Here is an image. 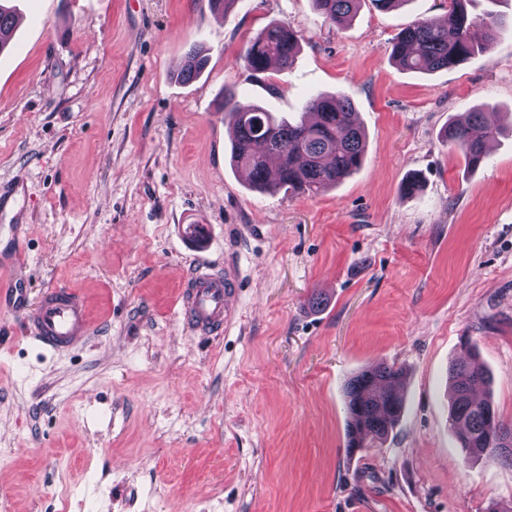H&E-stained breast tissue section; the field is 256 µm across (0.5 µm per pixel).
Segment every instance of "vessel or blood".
Segmentation results:
<instances>
[{
	"instance_id": "obj_1",
	"label": "vessel or blood",
	"mask_w": 512,
	"mask_h": 512,
	"mask_svg": "<svg viewBox=\"0 0 512 512\" xmlns=\"http://www.w3.org/2000/svg\"><path fill=\"white\" fill-rule=\"evenodd\" d=\"M235 288L232 278L220 270L195 271L179 300L185 326L201 335L221 332L233 317ZM5 292L11 299V311L22 316L32 339L46 349L62 350L93 333L83 302L65 288H48L34 302L29 301L24 283L10 282Z\"/></svg>"
}]
</instances>
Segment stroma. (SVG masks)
<instances>
[{
	"instance_id": "obj_1",
	"label": "stroma",
	"mask_w": 512,
	"mask_h": 512,
	"mask_svg": "<svg viewBox=\"0 0 512 512\" xmlns=\"http://www.w3.org/2000/svg\"><path fill=\"white\" fill-rule=\"evenodd\" d=\"M0 54V259L30 301L63 287L93 336L56 353L0 304V512H487L512 467L468 463L448 425L463 337L512 420V0L492 50L433 73L391 48L448 0H361L342 28L312 0H12ZM293 64L241 60L265 26ZM209 61L177 75L191 48ZM299 119L350 98L360 168L319 194L253 190L229 161L224 91ZM484 109L504 133L470 168L450 121ZM420 187L406 194L409 180ZM21 225L13 234L12 225ZM207 227L203 246L186 235ZM240 284L222 335L178 317L192 262ZM321 298L313 306L311 298ZM378 363L407 371L383 444L344 453L343 389ZM299 48L296 32L288 23H273L262 29L248 44L242 60L253 73L267 71L273 64L287 67Z\"/></svg>"
}]
</instances>
